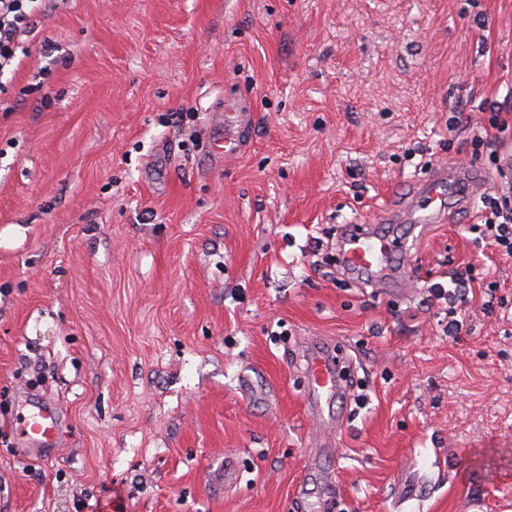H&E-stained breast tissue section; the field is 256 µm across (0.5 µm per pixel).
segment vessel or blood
<instances>
[{
  "mask_svg": "<svg viewBox=\"0 0 512 512\" xmlns=\"http://www.w3.org/2000/svg\"><path fill=\"white\" fill-rule=\"evenodd\" d=\"M253 123L252 113L246 112L235 100L224 103V159L232 161L248 145V134ZM486 178L473 167L452 165L438 167L430 180L417 187L406 197L401 208L384 210L381 223L391 224L402 219L428 226L442 221L451 204L458 200H472ZM341 259L347 272L365 277L373 288L389 289L394 272L388 258L393 251L407 250L404 242H395L377 235L368 224L347 225L340 237ZM304 370L309 378L311 402L332 399L342 391V378L338 365L325 353L314 350L305 357ZM26 437L32 449L50 446L56 439V425L52 414L38 412L24 422Z\"/></svg>",
  "mask_w": 512,
  "mask_h": 512,
  "instance_id": "b4317fda",
  "label": "vessel or blood"
}]
</instances>
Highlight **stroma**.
Here are the masks:
<instances>
[{
    "mask_svg": "<svg viewBox=\"0 0 512 512\" xmlns=\"http://www.w3.org/2000/svg\"><path fill=\"white\" fill-rule=\"evenodd\" d=\"M14 65L0 512H512V258L476 205L394 225L407 297L335 260L436 164L503 182L470 139L512 149V0H50ZM228 95L255 122L224 164ZM468 263L506 305L474 290L454 339L427 288ZM312 344L347 375L320 420ZM40 399L60 444L30 455Z\"/></svg>",
    "mask_w": 512,
    "mask_h": 512,
    "instance_id": "obj_1",
    "label": "stroma"
}]
</instances>
